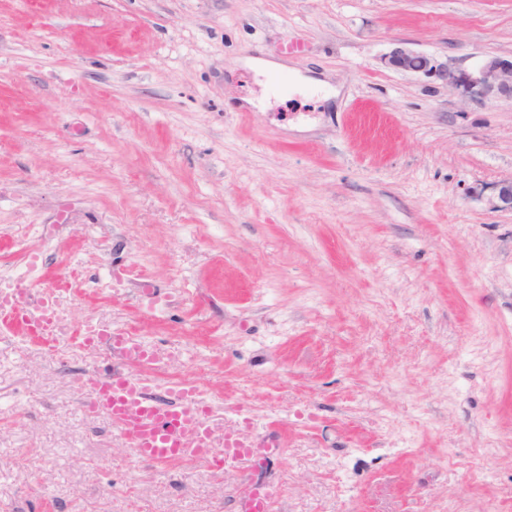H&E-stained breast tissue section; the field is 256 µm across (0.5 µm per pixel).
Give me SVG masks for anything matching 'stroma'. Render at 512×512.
Returning <instances> with one entry per match:
<instances>
[{"label": "stroma", "instance_id": "obj_1", "mask_svg": "<svg viewBox=\"0 0 512 512\" xmlns=\"http://www.w3.org/2000/svg\"><path fill=\"white\" fill-rule=\"evenodd\" d=\"M397 41L512 56V0H0V266L72 328L0 315V512H512V212L474 196L512 180V99L385 67ZM110 368L272 452L137 460L71 382ZM84 339L89 347L96 348L99 345H105L112 353H119L125 359L139 363H151L157 355L155 350L123 332L92 331L88 336H84Z\"/></svg>", "mask_w": 512, "mask_h": 512}]
</instances>
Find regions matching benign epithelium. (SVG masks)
<instances>
[{
	"label": "benign epithelium",
	"instance_id": "obj_1",
	"mask_svg": "<svg viewBox=\"0 0 512 512\" xmlns=\"http://www.w3.org/2000/svg\"><path fill=\"white\" fill-rule=\"evenodd\" d=\"M383 62L398 72L432 78L461 97L480 104L512 99V57L487 54L474 66L463 67L442 62L407 42H399L383 57ZM488 203L494 209L512 211V180L497 183Z\"/></svg>",
	"mask_w": 512,
	"mask_h": 512
}]
</instances>
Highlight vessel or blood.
<instances>
[{"mask_svg":"<svg viewBox=\"0 0 512 512\" xmlns=\"http://www.w3.org/2000/svg\"><path fill=\"white\" fill-rule=\"evenodd\" d=\"M87 346H106L125 359L150 363L156 358L152 348L123 332L93 331L85 338ZM89 411L105 413L129 439L135 455L146 462L165 463L192 457H209L215 468L225 462L254 458L252 448L213 446L208 423L210 407L192 389L170 391V404L149 395L146 377L125 372L91 373L83 376Z\"/></svg>","mask_w":512,"mask_h":512,"instance_id":"vessel-or-blood-1","label":"vessel or blood"}]
</instances>
